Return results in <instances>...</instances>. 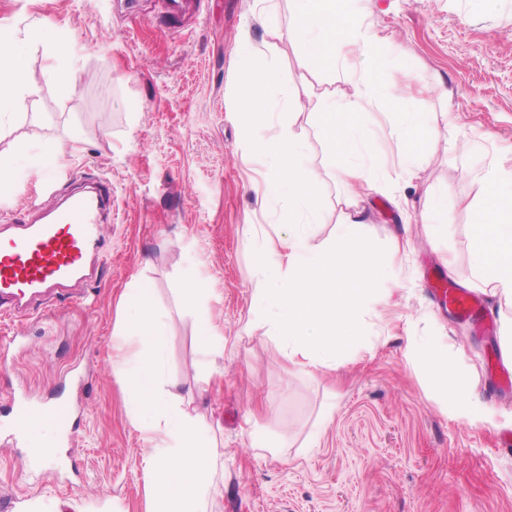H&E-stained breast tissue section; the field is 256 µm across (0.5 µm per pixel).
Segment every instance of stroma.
<instances>
[{"label": "stroma", "instance_id": "stroma-1", "mask_svg": "<svg viewBox=\"0 0 512 512\" xmlns=\"http://www.w3.org/2000/svg\"><path fill=\"white\" fill-rule=\"evenodd\" d=\"M358 9L381 37L388 77L412 89L409 107L441 128L452 115L459 129H442L407 178L393 114L366 116L384 185L356 205L359 232L382 248L386 269L369 300L373 334L335 369L309 375L268 337L250 288L252 228L275 233L281 204L252 187L265 167L240 139L233 67L247 40L256 60L297 81L295 106L274 119L290 122L319 176L322 222L311 244L321 246L339 232L351 190L336 178L340 161L314 111L323 94L340 98L351 85L301 68L289 0H209L183 21L166 0H0V20L45 17L70 33L79 82L65 94L43 52L29 55L37 93L28 113L0 117V152L13 154L16 182L0 209L20 218L91 181L112 184V251L88 300L44 320L0 321V336L18 340L0 371V423L14 402L60 394L76 426L72 446L34 471L20 468L29 447L0 443V512H148L144 444L113 344L125 318L119 299L133 288L152 289L165 324L161 384L214 428L224 463L216 512H512V454L499 449L512 393L493 390L485 373L503 339L476 335L428 284L433 267L464 288L471 279L462 203L481 204L485 187L467 132L491 135L495 153L512 147V0H360ZM46 142L63 158L33 168ZM437 197L452 218L444 234L428 211ZM405 235L414 245L403 255L393 243ZM186 280L209 289L201 309L183 306ZM208 324L226 339L220 377H208L200 352ZM413 340L446 351L470 419L440 409L408 361ZM330 401L336 415L323 428ZM254 431L266 447H251Z\"/></svg>", "mask_w": 512, "mask_h": 512}]
</instances>
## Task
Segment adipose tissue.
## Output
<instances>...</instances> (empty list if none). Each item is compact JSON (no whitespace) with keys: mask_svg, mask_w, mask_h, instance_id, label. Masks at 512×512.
I'll return each mask as SVG.
<instances>
[{"mask_svg":"<svg viewBox=\"0 0 512 512\" xmlns=\"http://www.w3.org/2000/svg\"><path fill=\"white\" fill-rule=\"evenodd\" d=\"M293 30L301 48L300 65L307 71L333 70L347 56L360 53L368 72L349 75L352 91L343 99L322 97L317 121L323 140L343 161L338 180L368 194L380 188V165L367 147L362 117L374 111L393 112V131L403 144L400 168L410 172L439 135L424 113L405 107V92L385 78L376 54L380 36L360 19L354 0H289ZM68 35L42 19L25 26L0 24V112L21 114L34 90L24 59L42 50L57 64L51 76L64 92L77 89L73 63L66 54ZM487 198L470 226L472 283L491 289L512 304V168H488ZM123 305L129 322L119 335L138 348L118 367L130 387L129 415L145 445L144 469L151 487L150 512H212L218 474L224 468L214 451L211 428L189 412L173 390H159L163 363V329L153 294L135 289ZM412 358L432 380L440 404L464 407V393L454 384L455 368L441 347L425 341L412 344Z\"/></svg>","mask_w":512,"mask_h":512,"instance_id":"adipose-tissue-1","label":"adipose tissue"}]
</instances>
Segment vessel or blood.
<instances>
[{
	"label": "vessel or blood",
	"mask_w": 512,
	"mask_h": 512,
	"mask_svg": "<svg viewBox=\"0 0 512 512\" xmlns=\"http://www.w3.org/2000/svg\"><path fill=\"white\" fill-rule=\"evenodd\" d=\"M111 204L112 189L102 183L94 193L70 195L39 219H17L0 226V318L25 313L29 300L44 293L60 297L71 284L97 281L98 259L111 250L102 234L104 212ZM431 283L476 333L494 332L476 293L448 283L439 274ZM46 421L55 424L62 444L70 443V410L65 403L50 401L17 405L9 423L12 444L26 442L32 430Z\"/></svg>",
	"instance_id": "b4317fda"
}]
</instances>
